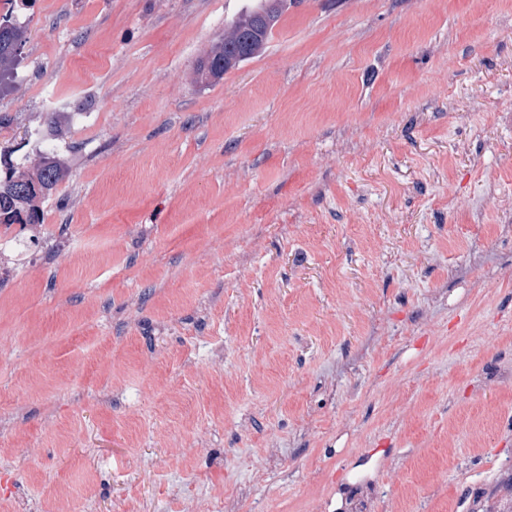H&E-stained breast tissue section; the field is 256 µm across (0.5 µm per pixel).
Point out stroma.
I'll list each match as a JSON object with an SVG mask.
<instances>
[{"instance_id": "35a3bbf8", "label": "stroma", "mask_w": 512, "mask_h": 512, "mask_svg": "<svg viewBox=\"0 0 512 512\" xmlns=\"http://www.w3.org/2000/svg\"><path fill=\"white\" fill-rule=\"evenodd\" d=\"M503 0H30L0 152L67 168L0 280V512H512ZM378 458L374 476L351 477ZM259 19V27L257 35L261 38V34L272 27H276L278 23H275V19L268 16L263 12L257 14ZM257 23V17L249 9H243L234 19L224 25V38L220 39L207 53L201 58L197 65V75L200 79L206 73L218 76V79L223 78L224 73V58H228L236 54L234 58L230 60L231 67L234 64H238L241 61L249 58L248 54L237 53L240 50L246 48L248 53L255 57L258 55L269 39L273 35V30L269 31L264 38L260 40L255 39L253 31L255 30ZM251 40V43L248 41ZM251 57V58H252Z\"/></svg>"}]
</instances>
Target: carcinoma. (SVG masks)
Wrapping results in <instances>:
<instances>
[{
	"label": "carcinoma",
	"mask_w": 512,
	"mask_h": 512,
	"mask_svg": "<svg viewBox=\"0 0 512 512\" xmlns=\"http://www.w3.org/2000/svg\"><path fill=\"white\" fill-rule=\"evenodd\" d=\"M27 0H10V6L0 17V93L8 90L14 70L19 63L20 49L27 41L24 27L12 21L16 8L26 5ZM257 17L243 9L234 19L224 25V38L220 39L201 58L197 75L207 73L224 76V58L247 49L253 56L258 55L273 32L260 40L254 37ZM8 166L7 174L0 175V224H41L44 222L42 200L57 190L66 177V168L50 152H45L33 169L19 170L3 160Z\"/></svg>",
	"instance_id": "obj_1"
}]
</instances>
